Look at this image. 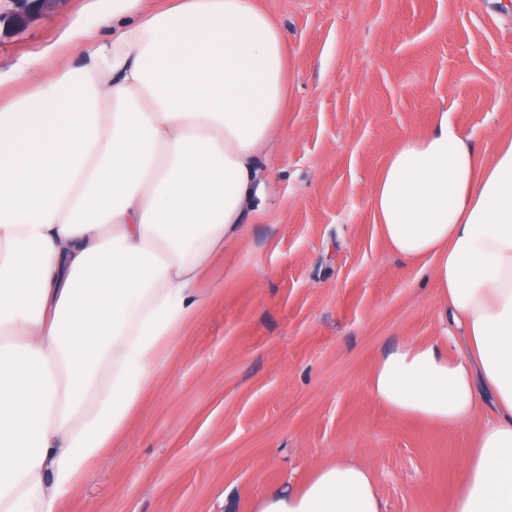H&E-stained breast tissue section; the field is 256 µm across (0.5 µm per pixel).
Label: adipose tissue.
I'll use <instances>...</instances> for the list:
<instances>
[{
    "mask_svg": "<svg viewBox=\"0 0 512 512\" xmlns=\"http://www.w3.org/2000/svg\"><path fill=\"white\" fill-rule=\"evenodd\" d=\"M112 0L81 60L0 109V512H55L120 435L212 292V261L266 194L287 52L257 0ZM96 43L91 53L83 47ZM388 246L429 265L461 330L407 340L368 379L390 410L468 427L451 512H512V142L490 161L440 113L370 200ZM493 417L475 425L484 397ZM253 512H383L369 468L318 465Z\"/></svg>",
    "mask_w": 512,
    "mask_h": 512,
    "instance_id": "obj_1",
    "label": "adipose tissue"
}]
</instances>
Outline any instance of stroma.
<instances>
[{
  "mask_svg": "<svg viewBox=\"0 0 512 512\" xmlns=\"http://www.w3.org/2000/svg\"><path fill=\"white\" fill-rule=\"evenodd\" d=\"M288 51L262 216L216 258L192 321L123 433L59 512H251L322 462L371 469L385 512H450L471 432L395 414L377 356L440 336L431 278L387 247L370 197L388 156L439 112L484 160L512 139V0H262ZM102 0L15 17L0 0V106L49 77Z\"/></svg>",
  "mask_w": 512,
  "mask_h": 512,
  "instance_id": "obj_1",
  "label": "stroma"
}]
</instances>
